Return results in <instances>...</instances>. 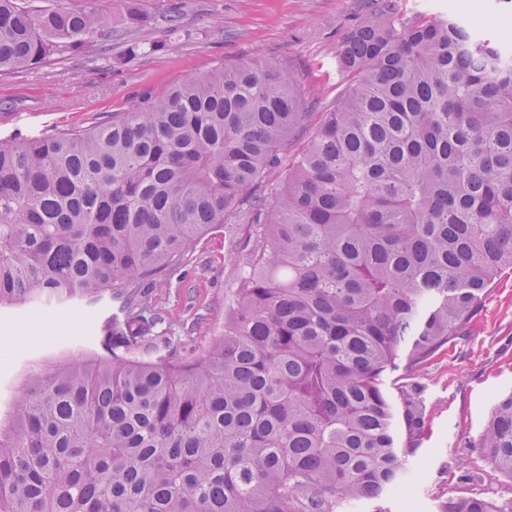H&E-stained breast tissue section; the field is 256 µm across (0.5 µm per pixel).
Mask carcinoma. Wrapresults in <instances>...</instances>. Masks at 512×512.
I'll return each mask as SVG.
<instances>
[{
  "label": "carcinoma",
  "mask_w": 512,
  "mask_h": 512,
  "mask_svg": "<svg viewBox=\"0 0 512 512\" xmlns=\"http://www.w3.org/2000/svg\"><path fill=\"white\" fill-rule=\"evenodd\" d=\"M102 27L60 0H0V73ZM337 64L348 87L295 151L299 80L261 63L0 138V308L123 302L100 353L29 372L0 413V512H340L403 490L426 408L384 378L456 339L512 270V50L469 16L373 0ZM236 224L224 330L169 335L136 288ZM477 447L512 478V393Z\"/></svg>",
  "instance_id": "carcinoma-1"
}]
</instances>
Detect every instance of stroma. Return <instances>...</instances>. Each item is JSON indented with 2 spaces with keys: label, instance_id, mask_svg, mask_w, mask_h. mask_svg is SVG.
<instances>
[{
  "label": "stroma",
  "instance_id": "35a3bbf8",
  "mask_svg": "<svg viewBox=\"0 0 512 512\" xmlns=\"http://www.w3.org/2000/svg\"><path fill=\"white\" fill-rule=\"evenodd\" d=\"M91 8L107 28H123L130 9L146 19L140 29L111 40L94 37L81 54H58L31 68L0 76V137L50 135L56 129L103 122L172 84L245 62L271 63L301 79L317 124L344 92L336 50L370 13L369 0H63ZM179 23L169 28L166 16ZM245 225L199 237L164 279L141 285L148 304L173 335L207 344L224 328V305L241 275L233 240ZM119 310L111 294L82 303L0 310V406L10 402L34 369H51L80 351L96 350L88 325ZM428 411L427 435L416 450V476L398 494L352 504V512H438L452 497L512 503V478L479 452L494 399L512 390V271L492 286L458 338L413 373Z\"/></svg>",
  "mask_w": 512,
  "mask_h": 512
}]
</instances>
